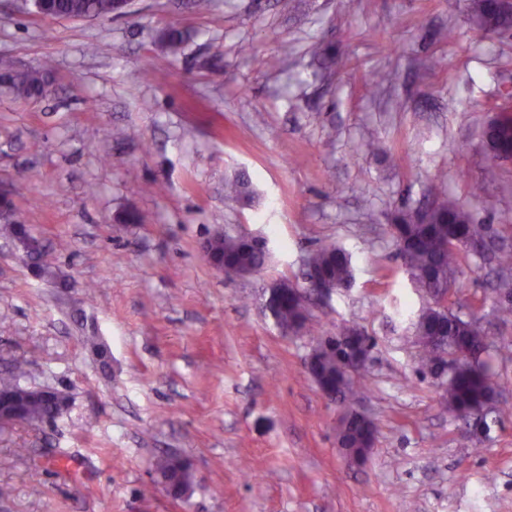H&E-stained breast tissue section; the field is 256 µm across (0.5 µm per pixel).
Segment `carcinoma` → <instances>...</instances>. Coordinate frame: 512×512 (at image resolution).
Here are the masks:
<instances>
[{
    "mask_svg": "<svg viewBox=\"0 0 512 512\" xmlns=\"http://www.w3.org/2000/svg\"><path fill=\"white\" fill-rule=\"evenodd\" d=\"M116 0H52L50 11L53 17L77 18L107 17L114 14ZM468 15L471 24L484 33H502L503 22L495 8L494 0H468ZM47 68L35 70L16 78L11 90L16 98L28 99L40 93ZM488 159L496 163L499 151L512 150V126L503 129L494 139H487ZM4 230L22 240L27 255H37L36 264L40 275L57 276L52 262L47 260V251L39 239L30 235L27 225L7 222ZM391 235L396 243L398 255L405 271L415 287L425 291L437 302L421 312L414 323L416 343L420 348L419 372L434 375L439 366V348L465 355L477 352L484 343L482 330L473 320H464L454 315L439 302L444 299L448 282H456L459 260L456 241L464 237L468 241L481 243L486 238V227L474 218L464 206L448 197L436 198L429 206L428 216L422 210H402L394 218ZM212 249L224 254V265L216 271L235 276L253 268L263 270L269 263L270 252L243 241L238 234L226 231L209 239ZM309 261L317 279L332 287L342 288L352 279L354 267L352 256L334 244L315 250ZM275 325L287 332L294 327L307 325L305 299L292 292L280 299L270 301L267 306ZM365 337L354 334L353 327L346 325L336 330L334 337L321 336L316 339L313 356L316 359V374L321 385L336 392L343 400L363 387L356 384L361 371L354 366L352 355ZM22 367L15 368L10 375L0 377V394H19L23 390L20 379ZM444 402L448 411L463 420L469 413L485 404L497 394L492 377L483 364L462 359L443 382ZM51 406L39 400H28L24 404V417L29 424L48 421ZM371 431L366 418L352 408L345 409L336 426V441L339 447L358 452L370 442ZM156 471L163 479L173 481L178 487L188 490L192 484L189 463L176 455L161 457L156 462Z\"/></svg>",
    "mask_w": 512,
    "mask_h": 512,
    "instance_id": "obj_1",
    "label": "carcinoma"
}]
</instances>
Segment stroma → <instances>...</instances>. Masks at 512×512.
<instances>
[{
	"mask_svg": "<svg viewBox=\"0 0 512 512\" xmlns=\"http://www.w3.org/2000/svg\"><path fill=\"white\" fill-rule=\"evenodd\" d=\"M211 2L47 19L0 0V69L51 64L42 97L0 84V203L57 272L37 275L0 234V374L24 363L23 384L70 398L53 422L0 426V512H512V320L494 254L460 248L443 300L492 344L502 415L476 436L417 369L431 300L390 233L441 191L512 249V163L489 164L482 142L512 84V36L474 29L467 0ZM316 45L344 67L323 68ZM381 70L397 78L378 88ZM242 175L251 200L226 198ZM225 229L267 238V267L214 270L204 246ZM330 243L352 253L354 287L308 300L313 333L283 334L263 290L305 287ZM342 325L374 340L346 403L306 369ZM347 405L375 425L361 464L336 443ZM167 454L191 464L188 499L158 483Z\"/></svg>",
	"mask_w": 512,
	"mask_h": 512,
	"instance_id": "1",
	"label": "stroma"
}]
</instances>
